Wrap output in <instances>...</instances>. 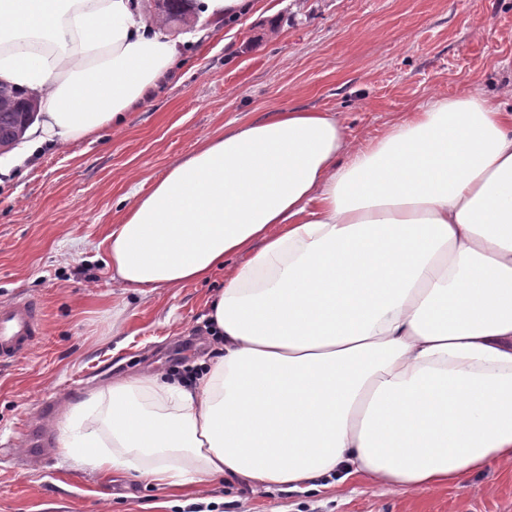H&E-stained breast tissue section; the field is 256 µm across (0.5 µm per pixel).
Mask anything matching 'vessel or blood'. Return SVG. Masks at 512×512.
<instances>
[{
    "label": "vessel or blood",
    "instance_id": "1",
    "mask_svg": "<svg viewBox=\"0 0 512 512\" xmlns=\"http://www.w3.org/2000/svg\"><path fill=\"white\" fill-rule=\"evenodd\" d=\"M41 333V308L36 301L21 298L0 306V363L29 354Z\"/></svg>",
    "mask_w": 512,
    "mask_h": 512
}]
</instances>
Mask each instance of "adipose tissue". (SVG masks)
Segmentation results:
<instances>
[{"label": "adipose tissue", "instance_id": "adipose-tissue-1", "mask_svg": "<svg viewBox=\"0 0 512 512\" xmlns=\"http://www.w3.org/2000/svg\"><path fill=\"white\" fill-rule=\"evenodd\" d=\"M180 45L131 0H0V82L38 98L36 144L121 126ZM106 242L113 281L144 296L226 277L196 378L69 401L57 447L99 480L410 493L512 468V113L483 95L363 148L332 112L227 123L127 195Z\"/></svg>", "mask_w": 512, "mask_h": 512}]
</instances>
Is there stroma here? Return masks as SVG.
<instances>
[{
	"mask_svg": "<svg viewBox=\"0 0 512 512\" xmlns=\"http://www.w3.org/2000/svg\"><path fill=\"white\" fill-rule=\"evenodd\" d=\"M270 4L271 15L169 26L185 54L124 126L20 153L0 173V305L36 298L43 323L26 357L0 366V512H512V468L420 493L333 478L307 493L235 480L182 493L100 482L53 448L49 425L76 392L210 354L205 315L223 274L148 297L113 281L105 238L125 194L148 192L234 120L329 110L363 144L442 95L512 96V0Z\"/></svg>",
	"mask_w": 512,
	"mask_h": 512,
	"instance_id": "stroma-1",
	"label": "stroma"
}]
</instances>
